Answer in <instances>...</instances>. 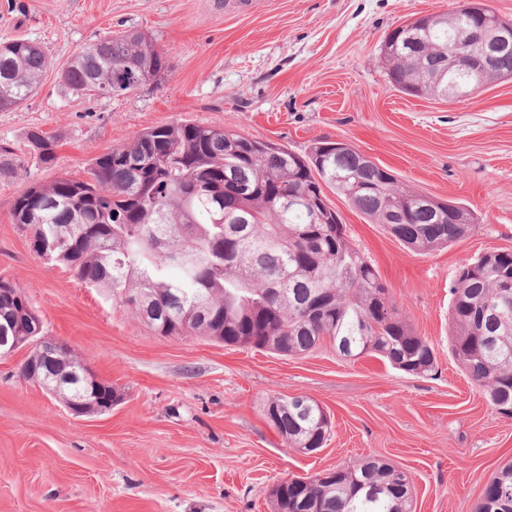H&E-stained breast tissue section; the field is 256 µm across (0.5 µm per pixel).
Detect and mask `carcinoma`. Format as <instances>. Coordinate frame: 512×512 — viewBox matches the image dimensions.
Wrapping results in <instances>:
<instances>
[{
  "label": "carcinoma",
  "mask_w": 512,
  "mask_h": 512,
  "mask_svg": "<svg viewBox=\"0 0 512 512\" xmlns=\"http://www.w3.org/2000/svg\"><path fill=\"white\" fill-rule=\"evenodd\" d=\"M476 19L461 5L419 18L387 36L390 81L407 94L434 96L405 38L432 70L464 46ZM49 64L44 49L0 38V110L35 94ZM171 67L153 41L139 33L107 35L81 48L60 74L76 96L115 97L161 79ZM28 142L44 165L59 140L31 130ZM22 161L0 146V175ZM344 196L408 247L446 248L475 224H453L448 211L422 207L420 193L400 186L350 145L325 141L303 157L284 147L224 129L174 121L134 133L121 147L96 157L83 179L33 182L12 215L34 239V252L69 266L76 278L131 307L161 336H205L227 345L299 356L328 339L340 355H371L395 369L435 371L432 343L416 335L389 301L378 271L345 238L321 185ZM460 265L451 288L453 356L490 406L512 410V290L498 265ZM23 286L0 281V333L30 334L35 317L20 302ZM84 362L68 352L63 363L32 350L22 376L56 388L69 402L91 391L77 379ZM264 419L290 448H321V407L302 397L271 396ZM273 512H412L407 472L375 457L335 469L323 483L278 485ZM476 512H512V462L497 469Z\"/></svg>",
  "instance_id": "cac0c4a2"
}]
</instances>
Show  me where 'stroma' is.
<instances>
[{
	"label": "stroma",
	"instance_id": "1",
	"mask_svg": "<svg viewBox=\"0 0 512 512\" xmlns=\"http://www.w3.org/2000/svg\"><path fill=\"white\" fill-rule=\"evenodd\" d=\"M0 0V37L42 46L38 93L0 111V145L21 170L0 179V280L25 287L49 336L119 395L75 417L24 380L27 357H0V512H271L280 480L375 456L406 470L415 512H475L496 469L512 461V416L497 413L453 357L450 290L460 262L512 251V80L450 102L402 93L382 54L404 21L456 0ZM140 32L169 58L139 92L65 94L80 48ZM184 121L302 154L341 141L402 186L468 207L476 228L448 248L408 249L327 192L350 244L377 269L390 301L436 353L432 375L349 360L330 341L296 357L199 336L158 335L131 309L37 257L12 203L34 181L83 176L134 132ZM56 135L52 165L27 141ZM306 396L331 420L307 455L267 426L270 396Z\"/></svg>",
	"mask_w": 512,
	"mask_h": 512
}]
</instances>
